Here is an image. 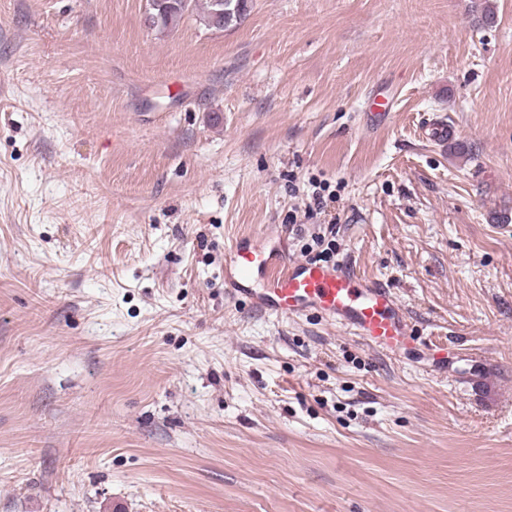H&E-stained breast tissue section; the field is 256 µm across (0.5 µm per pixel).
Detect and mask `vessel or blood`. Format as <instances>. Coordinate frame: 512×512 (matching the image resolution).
Instances as JSON below:
<instances>
[{"label": "vessel or blood", "instance_id": "vessel-or-blood-1", "mask_svg": "<svg viewBox=\"0 0 512 512\" xmlns=\"http://www.w3.org/2000/svg\"><path fill=\"white\" fill-rule=\"evenodd\" d=\"M224 286L255 310L278 317L317 312L375 348L395 352L412 330L394 295L344 265L288 260L266 237L239 238L224 250Z\"/></svg>", "mask_w": 512, "mask_h": 512}]
</instances>
